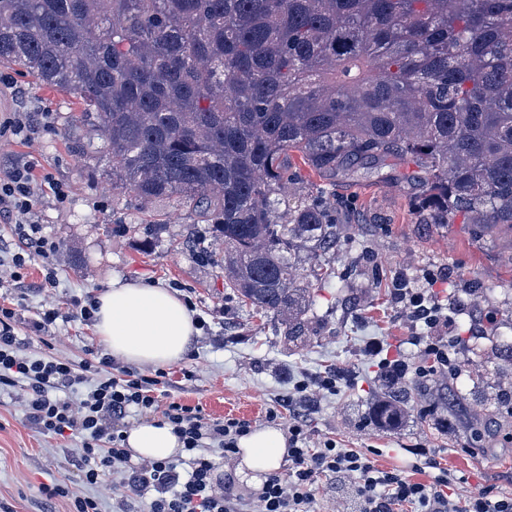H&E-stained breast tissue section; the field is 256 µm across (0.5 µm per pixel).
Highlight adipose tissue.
<instances>
[{
	"label": "adipose tissue",
	"instance_id": "adipose-tissue-1",
	"mask_svg": "<svg viewBox=\"0 0 512 512\" xmlns=\"http://www.w3.org/2000/svg\"><path fill=\"white\" fill-rule=\"evenodd\" d=\"M94 328L113 356L153 367L180 362L198 333L193 311L170 288L117 277L96 297ZM126 446L136 460H170L182 448L171 426L155 421L130 429ZM238 448V472L257 487L288 455L287 438L276 427L255 429Z\"/></svg>",
	"mask_w": 512,
	"mask_h": 512
}]
</instances>
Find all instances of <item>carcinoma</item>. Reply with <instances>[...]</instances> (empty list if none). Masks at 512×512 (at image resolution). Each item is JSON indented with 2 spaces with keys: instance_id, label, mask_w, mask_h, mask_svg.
Returning a JSON list of instances; mask_svg holds the SVG:
<instances>
[{
  "instance_id": "cac0c4a2",
  "label": "carcinoma",
  "mask_w": 512,
  "mask_h": 512,
  "mask_svg": "<svg viewBox=\"0 0 512 512\" xmlns=\"http://www.w3.org/2000/svg\"><path fill=\"white\" fill-rule=\"evenodd\" d=\"M0 63L73 95L104 175L179 197L229 287L306 338L287 254L336 248L311 171L410 160L423 224L512 230V0H0Z\"/></svg>"
}]
</instances>
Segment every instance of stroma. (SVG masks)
<instances>
[{
  "instance_id": "obj_1",
  "label": "stroma",
  "mask_w": 512,
  "mask_h": 512,
  "mask_svg": "<svg viewBox=\"0 0 512 512\" xmlns=\"http://www.w3.org/2000/svg\"><path fill=\"white\" fill-rule=\"evenodd\" d=\"M13 112L26 113L35 133L0 136V173L33 163L32 219L59 247L53 261L27 258L22 276L30 287L18 290L11 278L17 237L13 225L0 220V302L14 303L18 310L28 353L47 348L74 362L92 352L111 357L93 324L79 317L77 301L95 296L116 276L160 283L190 299L196 318L205 322L182 362L166 368L161 389L182 402L215 418L251 420L257 429L266 426V410L276 407L296 381L337 368L344 379L337 392L319 396L312 444L333 438L347 448H371L379 465L407 471L434 459L454 472L449 492L460 501L512 469V425L493 427L487 441L475 437L493 407L472 394L468 366L473 348L483 344L490 348L485 366L493 381L512 380V237L478 232L460 215L450 224L421 223L413 205L415 189L405 180L413 163L365 168L336 181L302 168L305 181L347 201L355 221L336 227V250L330 255L334 273L328 280L314 278L305 253L295 255L299 278L314 301L308 336L292 346L280 322L258 314L227 287L220 264L223 240L195 223L178 199L142 208L113 194L100 174V160L86 146L76 98L0 64V116ZM191 236L203 238L205 253L186 246ZM50 270L55 284L41 288ZM398 288L427 289L450 318L437 335L465 336L456 381L463 398L447 401L444 376L414 385L403 406V425L382 429L363 422L387 393L383 369L366 355L365 346L382 342L389 358L414 365V340L428 333L395 301ZM47 308L57 309L61 319L43 342L32 322ZM475 309L490 316L496 338H468ZM186 368L192 378L183 377ZM431 404L455 419L453 433L438 430L434 416L420 414V407ZM76 445L73 439L38 434L26 423L18 397L1 395L0 503L12 512H47L39 489L75 481L65 451Z\"/></svg>"
}]
</instances>
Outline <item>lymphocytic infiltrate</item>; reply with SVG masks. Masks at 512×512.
I'll return each instance as SVG.
<instances>
[{
    "instance_id": "f902f5d3",
    "label": "lymphocytic infiltrate",
    "mask_w": 512,
    "mask_h": 512,
    "mask_svg": "<svg viewBox=\"0 0 512 512\" xmlns=\"http://www.w3.org/2000/svg\"><path fill=\"white\" fill-rule=\"evenodd\" d=\"M32 164H24L0 181V214L19 224L24 252L50 259L58 252L28 217L34 208ZM17 309L0 304V392L26 393L23 415L42 435L75 437L71 463L78 486L54 482L42 485L45 503L61 500L66 512H101L86 490L117 477L127 494L117 512H137L146 499L147 512H240L242 499L231 483L215 479L217 462L237 452V442L251 431L250 421L227 417L208 419L198 407L178 399L160 401L159 376L126 370L110 371L112 362L91 358L73 363L49 354L26 355L17 334ZM339 378L327 372L315 383L298 382L290 396L287 471L271 474L258 496L261 512H316L315 483L319 476H344L353 481L354 512H512V493L489 485L466 502L452 499L449 472L420 481L397 468L379 467L367 453L325 440L310 447L308 409L310 386L332 391ZM161 413L183 444V453L166 461L144 460L129 465L124 420L130 411Z\"/></svg>"
}]
</instances>
